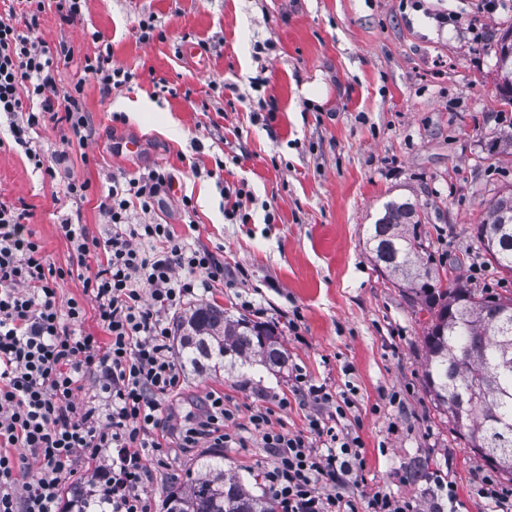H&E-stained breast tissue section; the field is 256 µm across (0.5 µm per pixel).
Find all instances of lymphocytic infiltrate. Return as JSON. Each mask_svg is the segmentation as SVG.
Wrapping results in <instances>:
<instances>
[{
    "label": "lymphocytic infiltrate",
    "mask_w": 512,
    "mask_h": 512,
    "mask_svg": "<svg viewBox=\"0 0 512 512\" xmlns=\"http://www.w3.org/2000/svg\"><path fill=\"white\" fill-rule=\"evenodd\" d=\"M45 17L46 0H15L0 14V119L7 125L0 149L9 143L24 148L34 170L52 179L67 155L48 158L32 149L31 130L61 122L82 143L92 127L81 84L57 83L72 47L36 40ZM90 38L97 47L85 56L83 69L104 93L136 81L135 72L113 66L112 48L98 32ZM170 180L158 169L113 179L103 201L112 226L106 240L89 238L83 224L63 218L58 230L76 256L65 269L45 261L27 226V210L0 200V512H60L61 485L78 455L96 463L99 501L111 512H152L144 488L148 455L161 448L159 417L180 385L168 315L224 278V265L212 253L172 225L151 220ZM134 208L144 221H132ZM92 263L98 271L84 290L104 332L100 338L82 330L83 304L59 303L56 292L60 280ZM93 371L111 407L105 424L95 407L76 399ZM275 410L266 407L250 417L274 458L259 476L275 512H419L413 500L384 491L351 495L349 478L361 466L356 441L318 415L304 434L276 428ZM232 418L223 396L208 395L200 413L178 428L181 446L194 448L207 438L232 442L224 430ZM18 448L39 463L36 478L23 484Z\"/></svg>",
    "instance_id": "obj_1"
}]
</instances>
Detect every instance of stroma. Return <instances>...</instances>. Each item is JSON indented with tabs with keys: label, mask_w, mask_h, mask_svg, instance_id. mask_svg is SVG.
Masks as SVG:
<instances>
[{
	"label": "stroma",
	"mask_w": 512,
	"mask_h": 512,
	"mask_svg": "<svg viewBox=\"0 0 512 512\" xmlns=\"http://www.w3.org/2000/svg\"><path fill=\"white\" fill-rule=\"evenodd\" d=\"M150 15L164 37L139 42L138 22ZM510 29L512 0H89L80 21L48 15L37 39L72 45L75 61L57 82L81 83L94 134L79 146L50 122L34 142L67 152L70 172L91 190L68 197L62 179L33 172L18 148L0 152V197L28 209L47 262L65 267L75 255L59 217L80 215L90 236L106 239L100 202L113 178L165 169L174 180L155 219L224 263L223 283L190 307L215 303L231 318L274 326L288 354L280 371L254 361L183 366L181 420L201 398L223 394L228 430L241 441L164 448L165 467H150L145 480L154 512L196 463L223 464L263 497L258 473L271 458L249 419L291 390L299 368L354 401L341 425L364 461L351 477L355 494L383 490L436 512L433 483L412 475L421 465L455 481L458 512H494L474 492L483 476L512 489L434 407L423 378L428 316L365 244L387 202L414 203L440 273L487 296L512 294V277L476 239L489 201L512 185V107L502 100L512 77L497 64ZM95 30L137 84L106 94L83 72ZM201 41L208 53L196 52ZM159 79L168 87L160 95ZM129 139L137 153L124 150ZM219 159L220 179L195 174L194 162L211 169ZM223 184L245 188L249 223L225 218Z\"/></svg>",
	"instance_id": "obj_1"
}]
</instances>
